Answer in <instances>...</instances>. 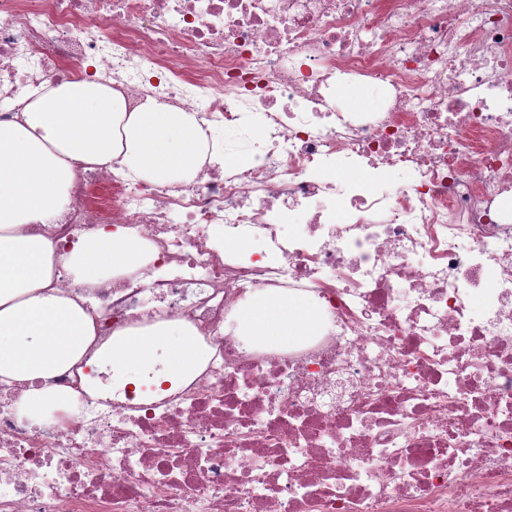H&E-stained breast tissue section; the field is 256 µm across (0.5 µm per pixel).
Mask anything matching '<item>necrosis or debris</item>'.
Wrapping results in <instances>:
<instances>
[{"label":"necrosis or debris","instance_id":"necrosis-or-debris-1","mask_svg":"<svg viewBox=\"0 0 512 512\" xmlns=\"http://www.w3.org/2000/svg\"><path fill=\"white\" fill-rule=\"evenodd\" d=\"M76 78L196 115L205 160L89 167L24 230H135L150 260L80 291L98 343L176 321L213 354L142 396L62 373L42 428L0 403V512H512V0H0V122ZM258 291L315 338L244 349Z\"/></svg>","mask_w":512,"mask_h":512}]
</instances>
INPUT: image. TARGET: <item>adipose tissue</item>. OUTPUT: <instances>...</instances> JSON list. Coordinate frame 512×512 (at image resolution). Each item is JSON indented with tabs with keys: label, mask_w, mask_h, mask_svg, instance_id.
<instances>
[{
	"label": "adipose tissue",
	"mask_w": 512,
	"mask_h": 512,
	"mask_svg": "<svg viewBox=\"0 0 512 512\" xmlns=\"http://www.w3.org/2000/svg\"><path fill=\"white\" fill-rule=\"evenodd\" d=\"M205 149L206 135L186 111L150 102L129 112L109 87L81 79L36 91L21 121L0 123V385L22 384L9 398L19 417L52 422L63 407L52 379L90 350L121 375L155 368L158 382L176 384L199 373L211 349L194 328L122 330L98 348L93 314L52 286L58 266L88 288L138 268L145 248L135 231L102 229L59 256L45 236L20 228L67 202L77 163L115 162L122 174L165 184L191 177ZM317 327L309 300L261 291L235 316L247 346H292Z\"/></svg>",
	"instance_id": "1"
}]
</instances>
